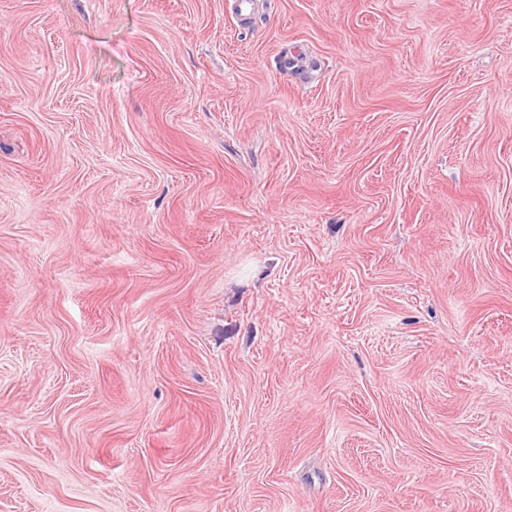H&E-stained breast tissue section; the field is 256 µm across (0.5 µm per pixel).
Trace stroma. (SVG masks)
<instances>
[{"label":"stroma","instance_id":"obj_1","mask_svg":"<svg viewBox=\"0 0 512 512\" xmlns=\"http://www.w3.org/2000/svg\"><path fill=\"white\" fill-rule=\"evenodd\" d=\"M0 0V512H512V0Z\"/></svg>","mask_w":512,"mask_h":512}]
</instances>
